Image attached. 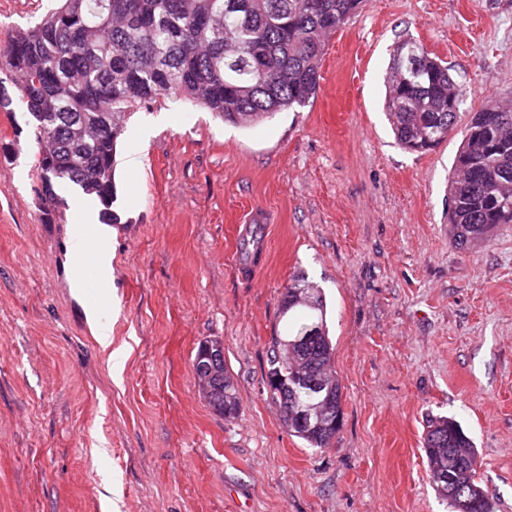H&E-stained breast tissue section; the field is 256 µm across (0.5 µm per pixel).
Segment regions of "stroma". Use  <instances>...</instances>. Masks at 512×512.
<instances>
[{
	"instance_id": "1",
	"label": "stroma",
	"mask_w": 512,
	"mask_h": 512,
	"mask_svg": "<svg viewBox=\"0 0 512 512\" xmlns=\"http://www.w3.org/2000/svg\"><path fill=\"white\" fill-rule=\"evenodd\" d=\"M55 5L0 0V48ZM408 38L459 97L457 127L425 152L399 146L385 115ZM490 99L512 102V0H362L311 106L251 127L175 98L138 109L117 149L103 291L119 369L67 256L79 192L45 211L29 116L0 112V512H449L422 449L439 416L473 438L496 512H512V224L470 250L448 224L457 149ZM250 220L263 247L237 243ZM298 274L326 300L343 388L321 449L289 435L267 389ZM210 339L233 417L192 372ZM88 314L96 324V340L102 350L109 351V360L113 368H116L123 362V353L119 350L112 351V321L110 319H101L100 313L91 308ZM207 403L224 416H235L239 412L236 387L225 366L214 378L213 391L207 396Z\"/></svg>"
}]
</instances>
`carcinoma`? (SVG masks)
<instances>
[{"label":"carcinoma","instance_id":"1","mask_svg":"<svg viewBox=\"0 0 512 512\" xmlns=\"http://www.w3.org/2000/svg\"><path fill=\"white\" fill-rule=\"evenodd\" d=\"M112 2V11L103 4ZM361 0H58L39 23L20 30L0 52V111L20 107L32 120L40 151L45 204L65 203L54 185H74L101 206L105 224L120 223L112 210L114 164L126 120L139 106L183 99L238 127L309 105L331 34L346 24ZM386 110L406 149H431L454 130L458 98L450 68L419 42L394 50ZM512 108L490 101L474 113L455 158L449 184L456 245L490 242L512 224ZM281 315L288 332L273 338L267 378L291 435L324 448L341 421L342 387L332 369L326 302L297 275L286 288ZM316 372L322 395L292 377ZM322 398L327 427L301 424L296 408ZM207 403L235 416L239 402L227 370L215 378ZM424 452L429 481L454 512H494L477 476L474 442L452 418L429 422Z\"/></svg>","mask_w":512,"mask_h":512}]
</instances>
